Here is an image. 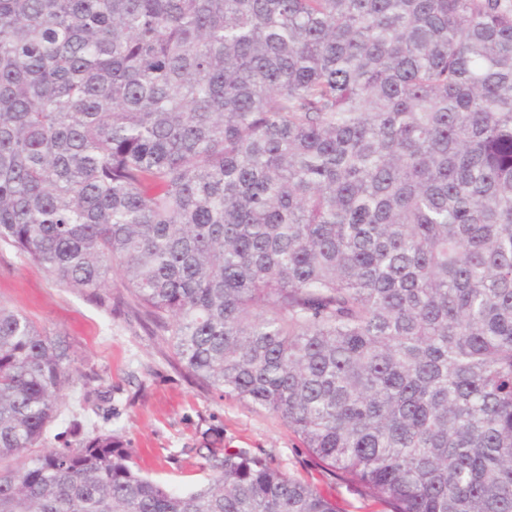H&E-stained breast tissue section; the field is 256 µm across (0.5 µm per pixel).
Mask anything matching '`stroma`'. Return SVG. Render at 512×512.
<instances>
[{
	"label": "stroma",
	"mask_w": 512,
	"mask_h": 512,
	"mask_svg": "<svg viewBox=\"0 0 512 512\" xmlns=\"http://www.w3.org/2000/svg\"><path fill=\"white\" fill-rule=\"evenodd\" d=\"M0 304L60 336L75 377L66 412L77 414L86 429L110 431L127 441L144 475L188 491L209 477L199 467L196 449L243 448L317 486L335 500L339 512H391L363 486L326 470L282 419L188 377L171 348L130 308H100L3 244ZM95 375L106 393L100 411L80 403L86 377Z\"/></svg>",
	"instance_id": "stroma-1"
}]
</instances>
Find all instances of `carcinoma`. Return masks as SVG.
<instances>
[{
	"instance_id": "obj_1",
	"label": "carcinoma",
	"mask_w": 512,
	"mask_h": 512,
	"mask_svg": "<svg viewBox=\"0 0 512 512\" xmlns=\"http://www.w3.org/2000/svg\"><path fill=\"white\" fill-rule=\"evenodd\" d=\"M0 243L392 512H512V0H0ZM73 382L0 304V512H336L48 449Z\"/></svg>"
}]
</instances>
